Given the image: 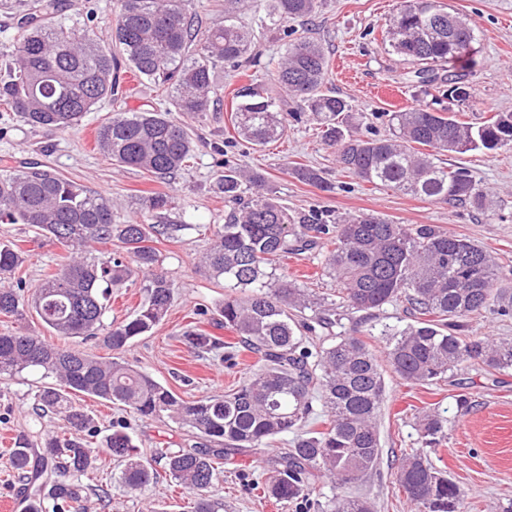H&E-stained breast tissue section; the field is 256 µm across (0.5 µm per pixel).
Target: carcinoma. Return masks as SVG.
<instances>
[{
  "label": "carcinoma",
  "instance_id": "1",
  "mask_svg": "<svg viewBox=\"0 0 512 512\" xmlns=\"http://www.w3.org/2000/svg\"><path fill=\"white\" fill-rule=\"evenodd\" d=\"M245 0H224V23L201 30L189 0H120L109 28L111 47L52 18L59 0H41L39 12L19 13L17 34L4 55L8 73L0 78V106L31 126L62 131L81 123L106 97L119 92L115 75L124 60L140 78L171 85L169 107L115 112L97 134L99 149L120 167L136 168L158 179L174 175L193 157L195 143L171 111L203 114L218 110L213 70L224 63L240 69L260 65L252 53L253 34L232 15ZM319 0H265L261 23L277 26L310 20ZM294 36L270 74L293 103V115L308 112L323 128L336 163L359 180L390 186L407 195L484 209L485 188L442 155L493 151L512 145V113L497 114L478 127L467 126L442 110L412 107L391 114L392 138L360 134L352 106L330 89L329 60L309 30ZM475 26L439 0H403L391 14L386 42L419 69L415 77L431 85L434 67H448L440 79L442 96L466 89L473 71ZM468 46L466 54L459 47ZM238 136L252 146L281 139L287 117L279 100L251 85L236 93ZM430 148L427 153L414 145ZM218 188L232 204L201 259L204 271L237 289L224 296L219 313L238 342L221 346L213 336L186 329L187 347L209 353L224 350L235 364L248 352L259 370L224 395L185 401L150 374L132 366L123 354L131 342L156 326L172 300V287L156 270L152 242L173 238L188 224H164L174 197L156 192L142 202L152 222L112 223V200L36 167L0 177V223L28 224L69 250L66 260L42 282L25 291L23 281L9 284L28 259V251L0 240V315L16 321L34 311L51 335L63 339L100 338L109 356L55 346L25 329L0 334V379L38 369L46 379L34 394L38 417H63L69 432L46 433L39 442L22 439L12 466L27 489L26 512H70L89 489L83 478L100 470L106 457L120 461L119 480L130 492L158 482L160 474L194 495L193 512H224L214 486L224 461L236 454L267 448L292 435L289 447L270 461L266 492L304 512H372L368 501L345 495H314L324 477L339 488L375 469L381 453L378 414L384 399L382 363L411 384L429 385L458 364L477 360L491 374L512 369V341L464 336V321L489 313L512 317V288L498 286L497 263L474 241L451 235L434 224H396L361 213L329 224L310 212L288 214L265 187L263 177L224 164ZM117 242L128 260L99 262L89 250ZM316 251L326 272L341 285L329 300L300 287L267 265L288 252ZM146 272L144 301L117 325H105L108 286ZM403 300L415 323L384 331L387 348L379 357L357 336H331L338 310H379ZM78 392L121 404L142 418L168 419L187 428L198 441L155 459L141 455L124 429H114L98 447L80 434L96 433L94 419L71 399ZM320 398L322 430L309 427L313 401ZM447 418L423 412L419 443L429 447L443 437ZM41 448L36 457L29 449ZM71 476L48 482L52 473ZM396 480L418 512H461L464 492L427 455L413 451L403 459Z\"/></svg>",
  "mask_w": 512,
  "mask_h": 512
}]
</instances>
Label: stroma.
Segmentation results:
<instances>
[{"label": "stroma", "mask_w": 512, "mask_h": 512, "mask_svg": "<svg viewBox=\"0 0 512 512\" xmlns=\"http://www.w3.org/2000/svg\"><path fill=\"white\" fill-rule=\"evenodd\" d=\"M445 2L478 29L476 66L470 78V96L464 101L424 91L414 75V65L387 45L385 24L399 0H321L311 27L330 55L329 86L352 105L360 132L391 135L388 113L414 106L447 108L460 122L474 126L494 113H512V0ZM118 6V0H61L58 19L77 31L103 35ZM130 77V70L120 67L121 97L98 103L79 126L67 131L32 127L0 109V175L29 162L38 163L89 191L112 198L113 218L119 224L141 220V201L151 192L174 196L176 208L169 218L186 223L187 228L156 244L159 269L173 284V300L165 318L137 337L124 358L182 399L224 394L246 381L258 367L252 354L242 355L237 365L230 367L221 354L195 353L180 340L186 327L211 329L216 307L226 293L223 282L210 279L199 268L200 256L224 222V195L216 188L219 158L258 172L282 205L296 214L312 209L333 217L375 213L399 224H435L470 238L499 263L502 284L512 285V147L472 151L450 159L489 192L492 205L487 209L406 195L343 172L336 164L335 148L324 143L315 122L307 119L289 120L287 136L265 146L239 144L234 95L247 81L266 86L270 80L263 71L249 79L233 67L220 66L214 84L223 100L222 109L195 117L177 114V121L195 140V154L175 179L161 180L112 165L96 148L97 130L112 113L167 104L165 86L141 79L130 86L126 83ZM297 167L319 170L329 190L299 180L293 173ZM0 235L29 250L18 276L30 288L41 283L67 255L58 242L36 239L34 228L25 224H0ZM274 266L277 273L296 277L301 287L319 289L331 298L336 295L338 282L324 272L313 254L280 257ZM411 322L405 303L399 302L368 313L348 312L340 331L368 337L381 353L386 348L383 329L402 328ZM383 374L385 399L378 416L380 459L375 471L345 487V495L367 499L374 512H416L399 487L396 473L402 449L417 445V412L430 407L448 418L446 435L430 457L465 491L464 512H505L512 505V369L491 375L477 361L467 360L445 380L424 387L404 382L388 368ZM39 380L36 372L0 380V501L23 493L10 458L20 435L33 437L41 428L32 410ZM463 393L472 399L465 411L456 403ZM75 401L96 422L94 443H101L113 425L121 423L147 456L190 441L186 431L174 423L142 418L127 408L83 394L76 395ZM272 455V450L262 448L239 456L236 465L225 466L214 487L224 500L225 512H296L294 506L275 503L264 491ZM120 469V464L110 459L96 477L97 483L107 485L109 503L89 493L76 504V512H156L168 506L176 512H192L190 493L177 483L163 480L131 493L117 480Z\"/></svg>", "instance_id": "obj_1"}]
</instances>
